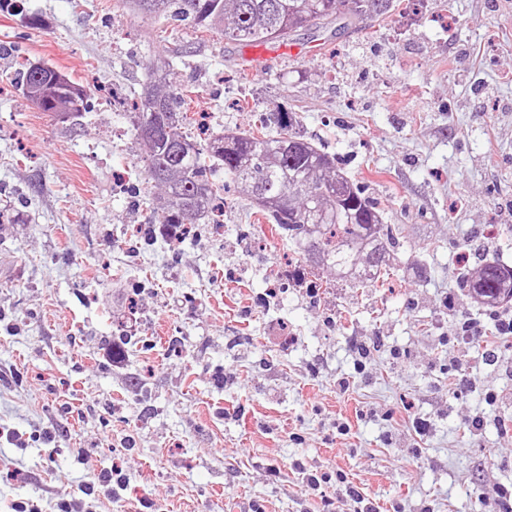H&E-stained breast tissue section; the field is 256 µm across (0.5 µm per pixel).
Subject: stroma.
<instances>
[{
  "label": "stroma",
  "instance_id": "35a3bbf8",
  "mask_svg": "<svg viewBox=\"0 0 512 512\" xmlns=\"http://www.w3.org/2000/svg\"><path fill=\"white\" fill-rule=\"evenodd\" d=\"M290 43L250 71L249 44L123 0L0 5V512H356L350 486L372 512H504L512 335L461 282L512 268V0ZM25 59L90 90L79 122L22 95ZM160 61L214 129L293 113L384 207L392 287L278 288L288 246L241 198L132 244L153 191L129 101ZM462 317L483 344L449 341Z\"/></svg>",
  "mask_w": 512,
  "mask_h": 512
}]
</instances>
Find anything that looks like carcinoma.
<instances>
[{
	"label": "carcinoma",
	"instance_id": "carcinoma-1",
	"mask_svg": "<svg viewBox=\"0 0 512 512\" xmlns=\"http://www.w3.org/2000/svg\"><path fill=\"white\" fill-rule=\"evenodd\" d=\"M134 11L189 20L216 29L235 42L285 41L323 20L386 16L396 0H123ZM18 85L43 112L77 119L86 109V90L56 68L26 62ZM190 121L185 99L164 77L137 93L132 126L145 147L143 162L154 187L150 224L165 230L184 224H219L216 169L272 224L310 271L326 274L311 282L319 290L344 282L378 288L389 279L388 257L398 239L385 223L380 203L336 165L282 112L276 133L257 136L226 129L203 144L182 132ZM463 287L488 309L512 302V268L484 260L469 271Z\"/></svg>",
	"mask_w": 512,
	"mask_h": 512
}]
</instances>
